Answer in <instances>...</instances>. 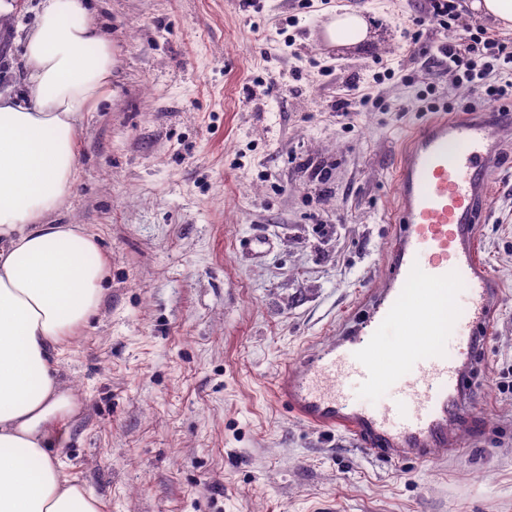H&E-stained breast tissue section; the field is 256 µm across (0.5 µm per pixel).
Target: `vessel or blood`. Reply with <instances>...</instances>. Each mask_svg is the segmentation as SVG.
I'll return each mask as SVG.
<instances>
[{"label":"vessel or blood","mask_w":512,"mask_h":512,"mask_svg":"<svg viewBox=\"0 0 512 512\" xmlns=\"http://www.w3.org/2000/svg\"><path fill=\"white\" fill-rule=\"evenodd\" d=\"M486 113L419 126L398 166L396 233L381 288L329 340L282 371L275 393L304 421L359 437L367 455L433 461L451 456V420L470 400L471 365L490 336L500 285L478 253L477 226L498 163ZM417 325L412 351L384 345L387 327ZM385 388L380 405L359 396Z\"/></svg>","instance_id":"vessel-or-blood-1"}]
</instances>
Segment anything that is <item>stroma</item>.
<instances>
[{
  "instance_id": "stroma-1",
  "label": "stroma",
  "mask_w": 512,
  "mask_h": 512,
  "mask_svg": "<svg viewBox=\"0 0 512 512\" xmlns=\"http://www.w3.org/2000/svg\"><path fill=\"white\" fill-rule=\"evenodd\" d=\"M92 4L116 66L77 124L78 182L53 221L88 225L109 275L60 364L79 396L55 428L69 479L100 512H512V125L478 226L502 292L456 453L379 460L273 398L280 367L386 274L424 83L441 103L478 99L429 67L436 23L406 40L425 0ZM344 6L369 36L336 47L323 24ZM39 9L0 0L1 95L25 91ZM355 79L369 101L341 115ZM253 239L262 254L243 251Z\"/></svg>"
}]
</instances>
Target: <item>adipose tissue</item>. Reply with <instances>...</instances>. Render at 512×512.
<instances>
[{
    "instance_id": "1",
    "label": "adipose tissue",
    "mask_w": 512,
    "mask_h": 512,
    "mask_svg": "<svg viewBox=\"0 0 512 512\" xmlns=\"http://www.w3.org/2000/svg\"><path fill=\"white\" fill-rule=\"evenodd\" d=\"M113 65L86 0H42L27 94L0 97V512H99L50 450L53 424L76 408L59 365L100 305L108 265L95 234L52 218L76 184V123Z\"/></svg>"
}]
</instances>
